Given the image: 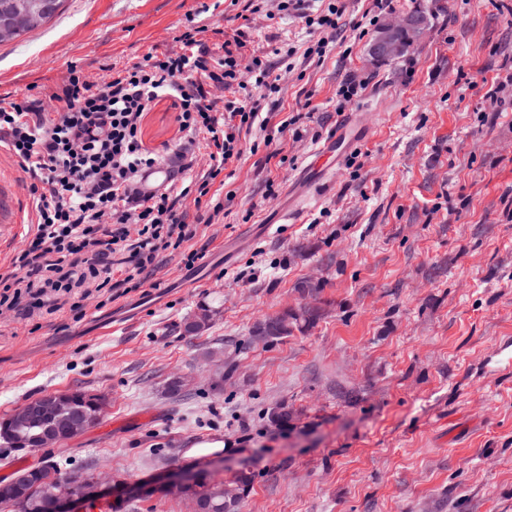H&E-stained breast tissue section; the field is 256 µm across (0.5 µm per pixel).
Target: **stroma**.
<instances>
[{"label": "stroma", "mask_w": 512, "mask_h": 512, "mask_svg": "<svg viewBox=\"0 0 512 512\" xmlns=\"http://www.w3.org/2000/svg\"><path fill=\"white\" fill-rule=\"evenodd\" d=\"M63 0L55 16L0 43V96L50 94L70 67L105 78L191 27L247 26L242 66L261 60L278 90L267 129L210 191L215 223L167 250L149 293L101 291L70 309L0 314V420L28 399L85 391L107 407L64 444L65 472L115 471L112 499L75 512H189L154 495L187 470L235 488L238 512H512V87L487 82L512 60V0H343L330 52L280 0ZM423 11L403 56L367 52L383 23ZM366 81L336 112L346 77ZM364 132L308 208L279 221L288 186L343 118ZM288 121L279 130L280 121ZM145 146L176 153L171 99L145 112ZM280 160H269L271 152ZM203 252L186 266L184 256ZM219 314L197 336V307ZM319 320L261 341L267 317ZM182 377L180 396L167 394ZM288 423L273 421L279 406ZM224 442L221 457L205 448Z\"/></svg>", "instance_id": "obj_1"}]
</instances>
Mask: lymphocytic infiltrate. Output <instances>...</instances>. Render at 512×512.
<instances>
[{
  "label": "lymphocytic infiltrate",
  "instance_id": "obj_1",
  "mask_svg": "<svg viewBox=\"0 0 512 512\" xmlns=\"http://www.w3.org/2000/svg\"><path fill=\"white\" fill-rule=\"evenodd\" d=\"M176 41L178 50L147 53L104 80L73 67L49 97L0 98V151L29 181L35 224L13 273L0 278V308L54 313L75 291L141 287L160 255L190 238L186 201L208 189L174 181L143 191L144 175L164 161L139 137L144 112L170 97L180 131L204 140L214 179L241 157V133L259 107L249 97L222 105L212 96L241 84L242 38L217 53L200 27Z\"/></svg>",
  "mask_w": 512,
  "mask_h": 512
}]
</instances>
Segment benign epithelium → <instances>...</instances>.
<instances>
[{
  "instance_id": "1",
  "label": "benign epithelium",
  "mask_w": 512,
  "mask_h": 512,
  "mask_svg": "<svg viewBox=\"0 0 512 512\" xmlns=\"http://www.w3.org/2000/svg\"><path fill=\"white\" fill-rule=\"evenodd\" d=\"M425 27L426 21L422 17H404L382 24L371 40V57L384 60L406 52L420 39ZM105 406L106 399L95 393H85L79 398L72 393H63L42 400H30L17 407L10 415L8 425L0 428V441L11 449L25 452L27 456L43 455L95 426ZM35 424L39 426L37 433L30 436L23 434L24 430ZM37 474L38 468H28L0 483V487L19 492L11 503L23 505L38 486V482L34 481ZM121 483L123 479L115 472L106 478L94 474L82 477L73 489L59 495L56 512H69V503L74 500L99 502L107 498L109 487ZM154 491L188 501L191 512H203L202 503L187 489L186 479L182 475L156 483Z\"/></svg>"
}]
</instances>
